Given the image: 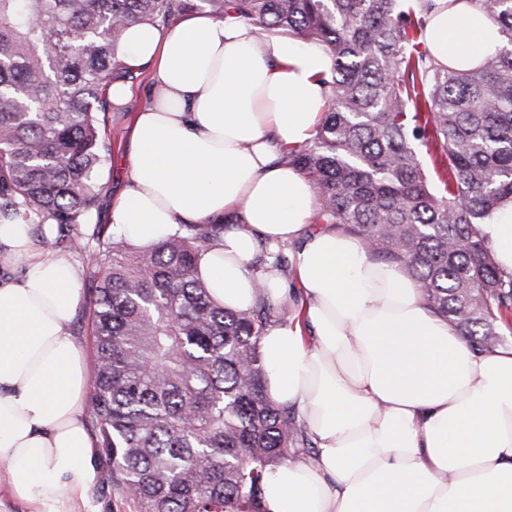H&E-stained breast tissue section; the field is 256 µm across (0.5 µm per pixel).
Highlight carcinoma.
I'll use <instances>...</instances> for the list:
<instances>
[{
	"label": "carcinoma",
	"mask_w": 512,
	"mask_h": 512,
	"mask_svg": "<svg viewBox=\"0 0 512 512\" xmlns=\"http://www.w3.org/2000/svg\"><path fill=\"white\" fill-rule=\"evenodd\" d=\"M504 45L473 67L424 48L435 0H0V224L55 225L93 285L90 426L137 512H259L267 472L309 448L264 393L260 339L278 317L215 302L198 253L222 224L149 248L107 233L98 174L122 119L109 91L136 78L124 33L201 8L320 46L331 67L314 137L288 149L313 184L315 224L405 268L425 304L478 350L507 344L512 275L481 225L512 198V0H475ZM445 165L429 168L423 152ZM288 266L283 249L255 266Z\"/></svg>",
	"instance_id": "obj_1"
}]
</instances>
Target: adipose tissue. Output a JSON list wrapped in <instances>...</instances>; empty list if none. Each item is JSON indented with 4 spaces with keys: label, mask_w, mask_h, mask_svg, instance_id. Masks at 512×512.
I'll list each match as a JSON object with an SVG mask.
<instances>
[{
    "label": "adipose tissue",
    "mask_w": 512,
    "mask_h": 512,
    "mask_svg": "<svg viewBox=\"0 0 512 512\" xmlns=\"http://www.w3.org/2000/svg\"><path fill=\"white\" fill-rule=\"evenodd\" d=\"M501 37L473 0L440 5L425 44L441 63L479 64ZM149 75L130 128V175L107 221L139 246L183 224H225L197 272L220 305L282 303L257 245L295 244L298 310L260 347L265 393L295 411L314 445L271 470L261 512H512V345L475 350L421 300L398 265L358 238L313 227L311 182L288 148L311 140L328 94L319 48L259 35L233 17L188 12L140 26L118 47ZM512 275V202L483 227ZM45 228L0 224V459L33 512H85L100 480L86 423L89 380L72 331L78 273Z\"/></svg>",
    "instance_id": "ef3b65f1"
}]
</instances>
